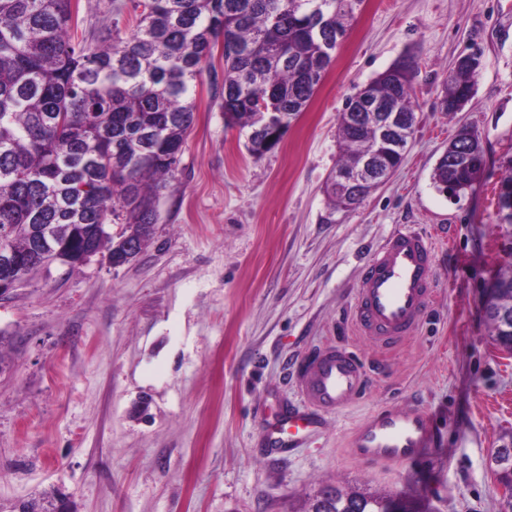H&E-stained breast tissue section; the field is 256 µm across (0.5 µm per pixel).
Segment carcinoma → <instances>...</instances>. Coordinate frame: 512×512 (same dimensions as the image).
<instances>
[{"mask_svg":"<svg viewBox=\"0 0 512 512\" xmlns=\"http://www.w3.org/2000/svg\"><path fill=\"white\" fill-rule=\"evenodd\" d=\"M364 0H140L136 30L119 20L98 43L78 35L74 0H0V246L30 252L34 225H57L77 267L84 230L122 224L152 234L157 201L173 176L194 121L196 84L214 50L224 57V124L245 134L255 157L276 149L306 110L331 59L326 46L349 30ZM480 57L460 58L442 107L457 112L473 97ZM415 61L405 58L350 97L338 117V170L376 149L371 130H352L348 114L378 106L406 118L413 135ZM453 163L437 162L434 187L457 197L485 168L479 137L464 128L448 144ZM376 189L347 191L329 177L337 210ZM499 303L485 309L494 341L512 352V273L493 277ZM490 469L512 484V446L494 450ZM387 496L324 486L304 512H386Z\"/></svg>","mask_w":512,"mask_h":512,"instance_id":"cac0c4a2","label":"carcinoma"}]
</instances>
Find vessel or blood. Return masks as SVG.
<instances>
[{
    "mask_svg": "<svg viewBox=\"0 0 512 512\" xmlns=\"http://www.w3.org/2000/svg\"><path fill=\"white\" fill-rule=\"evenodd\" d=\"M433 270L434 246L427 234L396 228L369 259L357 285L352 312L357 330L381 345L411 336L434 298ZM365 387L360 360L346 349L325 347L302 367L303 410L274 420L269 433L280 440L295 437L322 415L348 407ZM432 435L422 410L386 408L356 428L353 453L377 464H401L417 459Z\"/></svg>",
    "mask_w": 512,
    "mask_h": 512,
    "instance_id": "1",
    "label": "vessel or blood"
}]
</instances>
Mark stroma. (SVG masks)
<instances>
[{
  "instance_id": "stroma-1",
  "label": "stroma",
  "mask_w": 512,
  "mask_h": 512,
  "mask_svg": "<svg viewBox=\"0 0 512 512\" xmlns=\"http://www.w3.org/2000/svg\"><path fill=\"white\" fill-rule=\"evenodd\" d=\"M136 0H78L86 31L136 25ZM481 61L472 100L441 108L458 59ZM418 64L416 130L392 178L356 209L325 186L348 98L399 60ZM224 60L195 92V121L136 261L38 271L0 300V512H297L321 485L398 495L423 512H503L491 452L512 442V353L496 345L486 289L512 266L497 189L512 158V0H364L335 62L282 143L252 157L224 125ZM485 169L439 193L431 173L461 128ZM409 224L435 244V298L384 349L357 333L366 262ZM354 352L366 392L288 446L269 424L300 408L298 367ZM416 407L436 438L403 465L355 460L370 413Z\"/></svg>"
}]
</instances>
